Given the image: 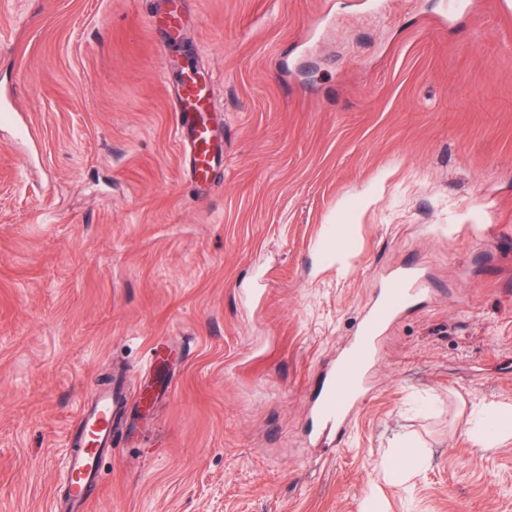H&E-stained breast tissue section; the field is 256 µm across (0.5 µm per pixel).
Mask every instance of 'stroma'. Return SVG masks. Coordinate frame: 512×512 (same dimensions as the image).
Listing matches in <instances>:
<instances>
[{
  "mask_svg": "<svg viewBox=\"0 0 512 512\" xmlns=\"http://www.w3.org/2000/svg\"><path fill=\"white\" fill-rule=\"evenodd\" d=\"M501 0H0V512H56L65 439L126 373L91 512H512V18ZM178 11L173 36L165 19ZM212 86L221 157L172 100ZM353 225L345 264L325 244ZM428 293L382 334L340 446L309 405L387 275ZM177 357L141 421L152 338ZM415 444L419 470L384 461ZM205 93L195 82L183 81L172 103L178 139L190 156L191 176L199 187L208 184L211 162V141L204 112ZM483 422L473 430V438L483 444H495L512 438V407H486Z\"/></svg>",
  "mask_w": 512,
  "mask_h": 512,
  "instance_id": "1",
  "label": "stroma"
}]
</instances>
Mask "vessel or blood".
<instances>
[{
    "label": "vessel or blood",
    "mask_w": 512,
    "mask_h": 512,
    "mask_svg": "<svg viewBox=\"0 0 512 512\" xmlns=\"http://www.w3.org/2000/svg\"><path fill=\"white\" fill-rule=\"evenodd\" d=\"M206 95L195 82H182L172 103L178 139L190 156V170L198 186L208 183L211 141L206 126ZM424 291L413 269L391 276L365 310L356 336L337 356L334 369L324 374L313 412L325 435H337L351 421L367 389V370L376 355L382 330L406 311ZM125 395L117 388L98 390L96 399L81 406L66 435L68 491L62 512H90V488L101 481V462L110 454L118 432L112 411L124 408Z\"/></svg>",
    "instance_id": "b4317fda"
}]
</instances>
